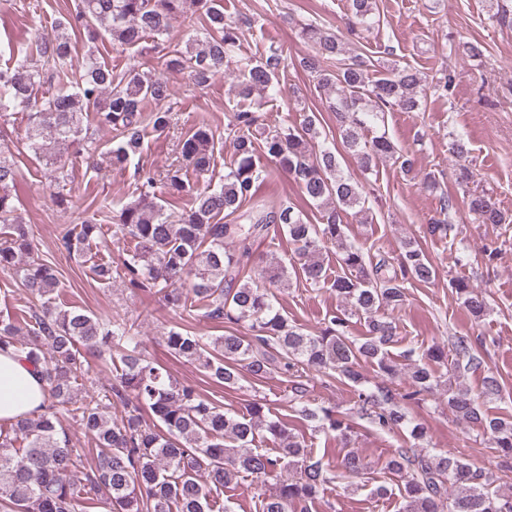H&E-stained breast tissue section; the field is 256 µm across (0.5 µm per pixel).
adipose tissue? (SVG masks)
Listing matches in <instances>:
<instances>
[{"label": "adipose tissue", "mask_w": 512, "mask_h": 512, "mask_svg": "<svg viewBox=\"0 0 512 512\" xmlns=\"http://www.w3.org/2000/svg\"><path fill=\"white\" fill-rule=\"evenodd\" d=\"M43 400L40 369L16 352H0V422L33 413Z\"/></svg>", "instance_id": "obj_1"}]
</instances>
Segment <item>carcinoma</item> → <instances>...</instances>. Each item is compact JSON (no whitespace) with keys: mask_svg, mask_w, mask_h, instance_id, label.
I'll use <instances>...</instances> for the list:
<instances>
[{"mask_svg":"<svg viewBox=\"0 0 512 512\" xmlns=\"http://www.w3.org/2000/svg\"><path fill=\"white\" fill-rule=\"evenodd\" d=\"M350 10V32L361 39L376 23L375 0H350ZM181 17L190 25L200 19L204 33L183 51H167L161 40ZM51 29L52 34L37 41L41 66H0V133L14 115L26 117L25 137L12 148L0 146V222L7 225L0 237V270L42 300L41 309L30 311L27 329L0 314V351L11 348L41 366L45 382V400L36 414L0 425V512H87L91 507L101 512H211V494L236 483L241 474L262 484L279 469L293 475L262 497L260 512H309L308 503L332 482L331 463L314 458L285 422L267 417L265 404L252 400L242 413L226 409L144 356L141 340L126 322L52 305L57 270L35 255L34 235L16 216V157L29 155L54 173L56 183L68 181L72 161L61 147L83 140L90 144L89 156L97 152L84 127L91 112L96 126L112 133L101 157L111 166L128 165L140 153L145 129L163 133L172 120V86L150 65L154 53L167 73L183 74L198 87L223 72L236 73L237 95L248 102L227 126L233 163L218 182H213L215 133L208 121L199 119L179 142L185 165H171L161 181L167 204L187 197L189 209L168 213L155 193V177L142 168L136 171L137 197L114 204L104 200L97 208L136 243L122 264L121 277L129 287L161 295L175 312L186 308V288L201 300L203 317L226 324L224 335L215 337L176 324L168 332V348L227 390L280 370L294 379L293 403L306 392L300 379L333 372L353 388V406L339 412L304 404L300 413L318 421L327 435L345 436L360 421L379 431L408 434L387 461V468L404 481L400 512H512V416L489 415L479 398L435 375L429 362L448 360L439 345L404 368L390 356L389 347L398 341L397 326L381 311L401 310L407 301L401 282L429 284L436 268L415 241L403 243L392 262L384 256L374 260L347 242L344 218L366 213V186L343 172L335 150L315 146L317 113L302 111L296 125L271 123L265 104L277 93L282 53L237 54L240 33L224 16L220 0H75L72 10L51 22ZM78 37L87 45L80 58L73 53ZM104 39L138 48L141 61L116 70L98 54L97 43ZM301 39L315 49L302 58V65L326 95L343 147L361 170L370 171L389 158L404 174L421 177L424 188L438 189L433 175H419L411 158L396 155L385 134L368 140L365 132L385 124L388 112L419 111L429 91L447 96L448 72L429 80L408 66L390 63L384 74L373 77L369 60L346 55L345 43L336 35L306 24ZM149 102L154 104L150 111L145 108ZM263 157L320 208L319 223H310L288 201L243 210L254 199L256 185L269 176ZM185 167L196 180L185 177ZM473 178L470 166L459 165L456 180L474 220L511 224L493 191L470 188ZM271 224L282 227L300 266L290 269L267 258L259 279H241L253 259L255 240ZM102 230L93 216L65 229L60 246L81 255L101 238ZM329 245L336 247L345 270L332 280L322 259V249ZM294 277L311 287L329 282L344 302L313 333L289 323L277 307L275 291L288 287ZM451 287L473 318L487 315L486 293L462 278ZM353 318L367 327L368 336L360 342L349 337ZM240 327L251 335H241ZM453 351V372L481 364L468 336L456 337ZM363 361L380 374L381 382L372 388L361 371ZM97 363L112 364L115 382L81 402L74 383L88 379ZM404 369L411 384L401 391L393 380ZM441 385L452 413L486 437L500 459L498 473L474 468L461 455L420 445L426 428L410 415L408 405ZM146 409L157 424L143 423ZM63 410L98 448L94 465L82 478L83 461L62 426ZM267 438L279 442V455L261 449ZM336 467L356 477L367 462L352 450Z\"/></svg>","mask_w":512,"mask_h":512,"instance_id":"cac0c4a2","label":"carcinoma"}]
</instances>
